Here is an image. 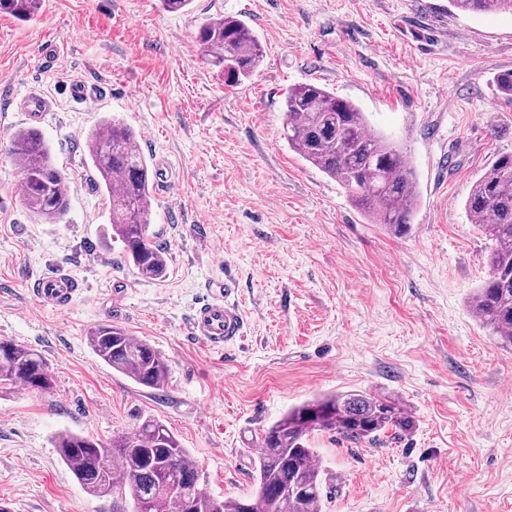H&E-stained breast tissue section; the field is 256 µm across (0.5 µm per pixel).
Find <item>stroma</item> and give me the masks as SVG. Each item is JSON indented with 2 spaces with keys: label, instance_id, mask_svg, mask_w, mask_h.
I'll use <instances>...</instances> for the list:
<instances>
[{
  "label": "stroma",
  "instance_id": "1",
  "mask_svg": "<svg viewBox=\"0 0 512 512\" xmlns=\"http://www.w3.org/2000/svg\"><path fill=\"white\" fill-rule=\"evenodd\" d=\"M243 19L262 60L244 84L200 62L197 31ZM58 46L51 62L44 49ZM512 14L471 15L448 0H43L37 20L0 13V338L36 349L52 393L0 391V503L10 512H132L84 492L52 444L69 430L102 442L163 422L219 499L255 492L254 446L290 408L327 393L399 397L413 432L353 444L314 432L325 512H512V350L469 307L489 276L491 242L465 211L471 185L512 152ZM81 81L92 106L71 99ZM314 82L366 112L416 171L409 233L370 223L345 189L291 151L283 94ZM41 93L39 132L70 178V206L45 224L25 207L3 147ZM131 126L149 165L151 231L165 280L141 278L112 241L85 137L102 117ZM84 292L64 310L29 291L49 265ZM234 281L245 335L224 351L188 323L216 277ZM125 294L113 303L116 287ZM101 324L169 361L157 390L101 362Z\"/></svg>",
  "mask_w": 512,
  "mask_h": 512
}]
</instances>
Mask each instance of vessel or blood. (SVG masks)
<instances>
[{
    "label": "vessel or blood",
    "instance_id": "b4317fda",
    "mask_svg": "<svg viewBox=\"0 0 512 512\" xmlns=\"http://www.w3.org/2000/svg\"><path fill=\"white\" fill-rule=\"evenodd\" d=\"M31 294L42 305L58 310L69 307L83 288L65 268L46 271L34 279ZM230 280L215 279L207 285V297L189 322L194 341L211 350H224L244 334V317L232 298Z\"/></svg>",
    "mask_w": 512,
    "mask_h": 512
}]
</instances>
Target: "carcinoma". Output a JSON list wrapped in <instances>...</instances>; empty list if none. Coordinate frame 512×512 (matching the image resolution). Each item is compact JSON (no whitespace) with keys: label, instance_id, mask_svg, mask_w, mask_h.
<instances>
[{"label":"carcinoma","instance_id":"1","mask_svg":"<svg viewBox=\"0 0 512 512\" xmlns=\"http://www.w3.org/2000/svg\"><path fill=\"white\" fill-rule=\"evenodd\" d=\"M471 14L512 13V0H449ZM41 0H0V12L21 21L40 13ZM197 42L204 63L224 72L229 85L250 78L261 45L245 21L233 16L203 20ZM288 147L337 180L371 222L396 236L410 230L418 203L417 179L392 140L371 130L366 113L353 102L312 83L288 88L285 97ZM96 172L95 186L111 197L112 241L138 274L155 281L168 274L163 247L150 232L152 194L147 160L135 132L115 118H104L86 136ZM7 154L24 182L28 210L57 223L69 204L68 174L52 161V149L31 130L17 131ZM471 223L493 241L489 278L475 289L470 306L500 344L512 348V152L502 153L471 187L465 202ZM88 344L97 357L138 385L158 389L170 374L168 360L126 330L99 325ZM9 356L0 358V387L23 386L50 393L55 377L37 350L0 338ZM416 419L399 399L360 391L326 394L288 410L262 435L257 457V489L250 512H323L324 471L306 438L313 431L352 443H371L389 429L410 433ZM63 431L54 448L84 491L96 498L130 496L138 512H241V499L220 500L207 493L202 474L187 449L160 421L147 418L130 434L110 443Z\"/></svg>","mask_w":512,"mask_h":512}]
</instances>
